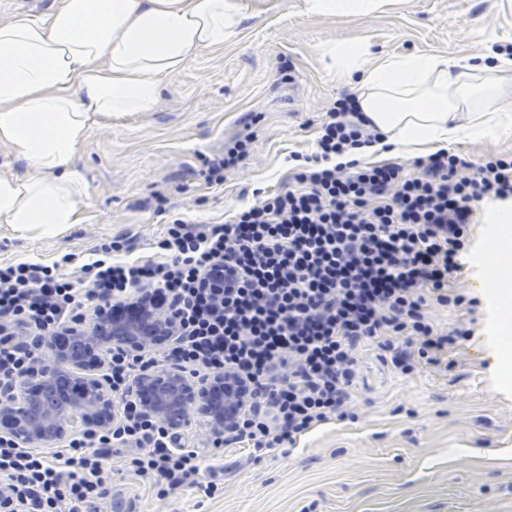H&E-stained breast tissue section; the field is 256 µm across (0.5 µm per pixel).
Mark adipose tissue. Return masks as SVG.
Returning <instances> with one entry per match:
<instances>
[{
  "label": "adipose tissue",
  "instance_id": "1",
  "mask_svg": "<svg viewBox=\"0 0 512 512\" xmlns=\"http://www.w3.org/2000/svg\"><path fill=\"white\" fill-rule=\"evenodd\" d=\"M400 0H300L310 16L360 18ZM245 0H56L44 17L0 23V143L28 165L23 177L0 173V224L55 237L83 220L87 193L76 165L97 119L153 111L163 78L200 52L235 43ZM337 80L356 94L364 117L384 136L361 148L413 151L512 135V56H387L371 44L319 49ZM493 233L481 262L498 279L489 298L495 320L512 321V254L499 239L512 231V204L486 213Z\"/></svg>",
  "mask_w": 512,
  "mask_h": 512
}]
</instances>
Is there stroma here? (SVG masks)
I'll use <instances>...</instances> for the list:
<instances>
[{
    "label": "stroma",
    "mask_w": 512,
    "mask_h": 512,
    "mask_svg": "<svg viewBox=\"0 0 512 512\" xmlns=\"http://www.w3.org/2000/svg\"><path fill=\"white\" fill-rule=\"evenodd\" d=\"M329 42L370 43L404 56L463 58L512 44L503 0H407L365 18L313 17L298 0H252L238 42L200 53L163 78L154 111L104 117L79 147L88 183L84 221L62 236H20L0 224V264L82 267L98 244L131 237L133 257L158 256L168 224H220L234 209L288 184L290 155H310L323 113L348 89L319 60ZM251 136L248 157L208 183V162ZM489 226H471L456 293L477 299L469 338L450 346L448 367L397 373L375 346L359 352L349 408L354 417L317 426L289 454L231 445L206 496L155 488L108 468L109 499L130 512H512V375L494 322L478 253Z\"/></svg>",
    "instance_id": "1"
}]
</instances>
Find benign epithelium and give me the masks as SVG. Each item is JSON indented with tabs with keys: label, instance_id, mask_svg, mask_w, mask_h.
<instances>
[{
	"label": "benign epithelium",
	"instance_id": "benign-epithelium-1",
	"mask_svg": "<svg viewBox=\"0 0 512 512\" xmlns=\"http://www.w3.org/2000/svg\"><path fill=\"white\" fill-rule=\"evenodd\" d=\"M133 317H116L102 304L90 323L51 333L52 364L23 377L14 394L0 402V431L18 447L50 446L78 430H103L117 418L112 390L94 371L112 349L160 348L179 330L173 307L157 303L144 289L132 299ZM139 412L169 427L201 419L215 437L234 425L250 402L249 384L232 373L197 381L169 367L138 377L128 392Z\"/></svg>",
	"mask_w": 512,
	"mask_h": 512
}]
</instances>
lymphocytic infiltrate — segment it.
<instances>
[{"mask_svg":"<svg viewBox=\"0 0 512 512\" xmlns=\"http://www.w3.org/2000/svg\"><path fill=\"white\" fill-rule=\"evenodd\" d=\"M378 136L342 96L322 119L315 155L288 187L221 224L173 220L158 244L161 259H128L124 239L101 244L84 266L85 288L55 265H0V399L37 372L49 333L88 305L107 301L126 312L130 296L150 288L180 316L179 335L161 354L109 356L104 378L121 399V416L108 429L81 432L49 454L0 436V485L18 512H100L104 467L114 457L158 496L182 488L214 495L207 476L225 447L291 448L315 426L349 418L362 346L390 353L405 376L422 364L440 367L466 331L439 330L427 309H465L453 285L470 224L484 200L512 199V156L489 155L473 167L442 150L416 159L412 174L394 162H339ZM219 262L217 292L204 277ZM163 361L249 382L247 409L209 453L127 399L132 381Z\"/></svg>","mask_w":512,"mask_h":512,"instance_id":"f902f5d3","label":"lymphocytic infiltrate"}]
</instances>
